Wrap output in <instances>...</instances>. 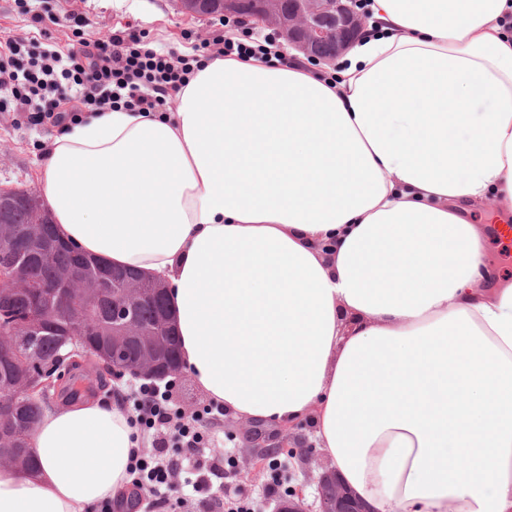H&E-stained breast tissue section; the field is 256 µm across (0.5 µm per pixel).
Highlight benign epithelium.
Returning a JSON list of instances; mask_svg holds the SVG:
<instances>
[{
    "instance_id": "obj_1",
    "label": "benign epithelium",
    "mask_w": 512,
    "mask_h": 512,
    "mask_svg": "<svg viewBox=\"0 0 512 512\" xmlns=\"http://www.w3.org/2000/svg\"><path fill=\"white\" fill-rule=\"evenodd\" d=\"M358 5L359 0H175L178 12L195 18L220 12L273 27L279 30L290 49L326 64L335 62L363 33L368 16ZM48 223L45 209L38 206L21 231L0 232V245L21 253L35 251L48 258L56 248V243L46 235ZM100 288L101 280L88 278L79 270H70L48 281L16 267H1L0 311L7 310L16 296L33 294L35 300L22 326L23 336L36 335L45 324L54 321L53 315L57 314L62 322V343L71 347V353L81 355L87 367L106 366L115 377L132 370L136 377L145 380L175 382L184 378L183 367H175L170 361L169 315L159 314L154 329L141 325L132 316L135 306L156 295H164L165 284L145 274L114 276L112 337L92 348L85 338L92 327V302L99 296ZM132 340L140 345L141 355L130 370L120 358V349ZM19 355L20 340L15 329L1 320L0 366L14 364ZM68 377L64 365L44 368L32 357L25 360L23 371L14 383L5 390L0 389V446H9L3 427L13 421L19 402L47 384L65 383ZM233 429L250 449L249 460L256 465L288 445V432L270 434L255 421L235 424ZM301 447L306 452L300 455L299 462L303 472L315 478L316 496L311 504L292 501L276 506L274 512H368L352 499L333 473L325 471L313 476L315 444L304 438ZM326 483L335 487L336 496L331 502L321 493Z\"/></svg>"
}]
</instances>
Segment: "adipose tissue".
I'll list each match as a JSON object with an SVG mask.
<instances>
[{
	"label": "adipose tissue",
	"mask_w": 512,
	"mask_h": 512,
	"mask_svg": "<svg viewBox=\"0 0 512 512\" xmlns=\"http://www.w3.org/2000/svg\"><path fill=\"white\" fill-rule=\"evenodd\" d=\"M335 74L234 57L173 112L86 114L46 147L60 238L168 286L225 415L308 417L374 512H512V283L474 219L512 216V0H371ZM0 512H91L142 439L121 401L46 411Z\"/></svg>",
	"instance_id": "ef3b65f1"
}]
</instances>
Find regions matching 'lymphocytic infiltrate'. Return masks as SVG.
Here are the masks:
<instances>
[{
    "label": "lymphocytic infiltrate",
    "mask_w": 512,
    "mask_h": 512,
    "mask_svg": "<svg viewBox=\"0 0 512 512\" xmlns=\"http://www.w3.org/2000/svg\"><path fill=\"white\" fill-rule=\"evenodd\" d=\"M49 12H33L34 33L24 38L0 39V112H21L29 125L51 124L66 129L83 113L105 110L166 112L200 55H180L165 47H153L135 30L115 29L107 37L81 39L77 46L60 49L46 41L43 24ZM231 36L213 39L210 57L247 59L274 57L277 40L264 36L253 40L239 19H225ZM128 400L135 425L152 439L151 450L135 454L129 465L133 499L128 512L155 507L168 501L174 479L183 470H198L199 458L213 443L207 427L221 407L209 405L185 413L176 406L168 386L134 382ZM177 454H169V447Z\"/></svg>",
    "instance_id": "lymphocytic-infiltrate-1"
}]
</instances>
